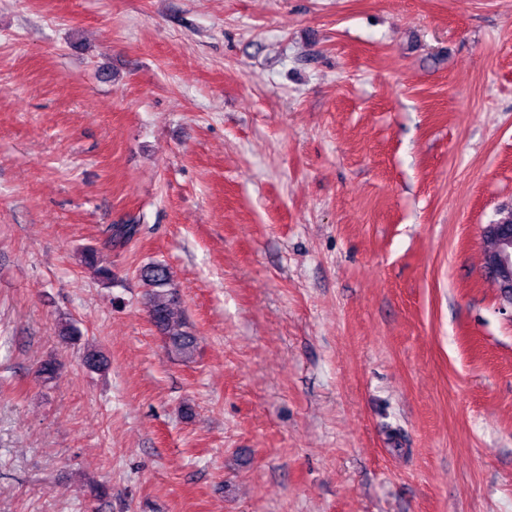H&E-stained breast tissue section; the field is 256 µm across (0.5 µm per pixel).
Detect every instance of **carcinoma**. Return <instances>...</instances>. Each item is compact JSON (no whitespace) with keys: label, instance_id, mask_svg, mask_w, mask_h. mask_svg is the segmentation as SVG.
<instances>
[{"label":"carcinoma","instance_id":"cac0c4a2","mask_svg":"<svg viewBox=\"0 0 512 512\" xmlns=\"http://www.w3.org/2000/svg\"><path fill=\"white\" fill-rule=\"evenodd\" d=\"M139 232L137 224L112 225V242L122 246L131 241ZM84 262L96 268L102 283L112 281V270L98 264L95 251L90 250L84 255ZM142 276L148 286L147 307L150 317L166 337L171 354L183 360H190L197 351V339L189 330L184 318L178 315L179 298L173 287V279L169 268L158 262H150L143 266Z\"/></svg>","mask_w":512,"mask_h":512}]
</instances>
